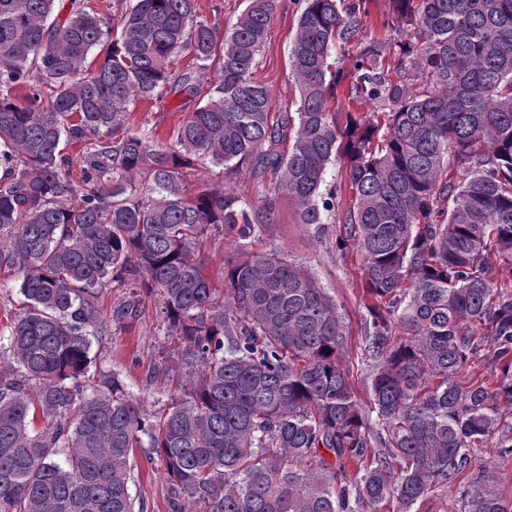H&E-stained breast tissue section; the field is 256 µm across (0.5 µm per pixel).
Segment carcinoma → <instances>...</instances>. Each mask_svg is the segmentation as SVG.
Wrapping results in <instances>:
<instances>
[{"instance_id": "cac0c4a2", "label": "carcinoma", "mask_w": 512, "mask_h": 512, "mask_svg": "<svg viewBox=\"0 0 512 512\" xmlns=\"http://www.w3.org/2000/svg\"><path fill=\"white\" fill-rule=\"evenodd\" d=\"M68 2L0 0V272L24 297L0 347V512H144L137 448L163 462L171 512H412L466 471L460 512H512L471 470L475 448L512 458V0H389L391 45L362 34L370 0H304L293 113L253 77L278 0H249L222 37L195 0H136L112 28ZM354 44L345 73L333 52ZM172 95L199 103L170 142L129 121ZM338 160L333 247L360 258L373 423L342 315L302 266L241 250L219 290L196 259L212 233L273 223L279 197L322 229ZM202 161L247 163L272 194L256 209L194 188ZM107 288L130 300L105 319ZM142 294L175 339L148 377L189 379L161 413L90 371Z\"/></svg>"}]
</instances>
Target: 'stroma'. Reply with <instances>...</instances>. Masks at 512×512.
<instances>
[{"instance_id": "obj_1", "label": "stroma", "mask_w": 512, "mask_h": 512, "mask_svg": "<svg viewBox=\"0 0 512 512\" xmlns=\"http://www.w3.org/2000/svg\"><path fill=\"white\" fill-rule=\"evenodd\" d=\"M299 11L293 0H280L267 39L258 57L255 78L267 86L273 107L295 111L298 89L289 67V55L297 29ZM194 105L183 97H171L155 102L139 100L130 103V119L136 125L157 127L160 137H167L192 112ZM196 184H214L226 187L242 202L259 206L270 193L268 184L258 182L249 165L223 169L212 165L198 168ZM338 229L337 221H330L324 233L313 226L298 223L295 208L288 199H279L275 223L263 225L245 244H237L230 236L212 235L204 241L200 255L205 272L215 286H222V271L226 259L238 249L254 253H275L302 264L337 305L349 336L344 363L350 371L353 390L363 409H370V366L364 361L361 345L366 310L362 300L359 258L355 253L340 254L330 245ZM158 302L143 297L141 314L123 327L113 329L111 336L101 344L103 357L100 368L121 374L129 390L143 400L146 410L162 411L168 396L164 385L149 380L150 361L174 347L172 337L166 336L156 316ZM137 470L132 493L143 501L145 512H170V488L164 465L159 459L147 458L144 452L135 455Z\"/></svg>"}]
</instances>
